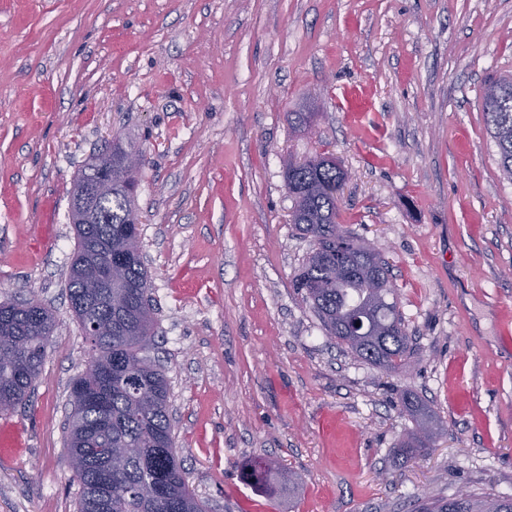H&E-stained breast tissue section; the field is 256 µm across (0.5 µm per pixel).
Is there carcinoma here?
<instances>
[{
	"label": "carcinoma",
	"instance_id": "obj_1",
	"mask_svg": "<svg viewBox=\"0 0 512 512\" xmlns=\"http://www.w3.org/2000/svg\"><path fill=\"white\" fill-rule=\"evenodd\" d=\"M481 98L499 167L512 181V74L487 82ZM134 146L119 141L112 148V198L101 201L111 211L110 224H77L76 249L66 288L72 310L84 328L93 356L71 390L73 409L66 439L73 479L80 484L78 512H205L192 494L174 448L170 388L164 372L141 356L155 335V312L147 268L141 256L116 269L119 287H87L96 268L127 253L141 251L135 206L137 173L126 172L120 155ZM293 200L291 221L311 238L312 249L294 277V286L321 322L325 335L386 371L406 367L414 354L390 271L379 253L370 251L338 223L337 188L342 167L319 154L283 168ZM32 298L0 303V346L11 358L0 359V413L29 397L40 377L55 319ZM358 315L367 319L366 334L347 327ZM140 362L130 372L127 365ZM417 416L415 427L399 443L397 454L408 464L424 455L434 440L429 415L415 398L405 396ZM452 499L418 497L412 512H512V497L466 492Z\"/></svg>",
	"mask_w": 512,
	"mask_h": 512
}]
</instances>
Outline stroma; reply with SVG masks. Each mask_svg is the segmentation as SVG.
Instances as JSON below:
<instances>
[{
  "label": "stroma",
  "mask_w": 512,
  "mask_h": 512,
  "mask_svg": "<svg viewBox=\"0 0 512 512\" xmlns=\"http://www.w3.org/2000/svg\"><path fill=\"white\" fill-rule=\"evenodd\" d=\"M510 72L512 0H0V302L56 320L28 401L0 415L21 435L0 446V512H77L65 440L92 350L65 288L70 191L116 138L143 154L148 354L206 512L512 496V181L480 100ZM320 152L353 174L339 223L398 290L416 351L396 372L337 346L293 286L311 242L281 157ZM407 393L437 435L405 465ZM258 461L269 485L245 484Z\"/></svg>",
  "instance_id": "1"
}]
</instances>
